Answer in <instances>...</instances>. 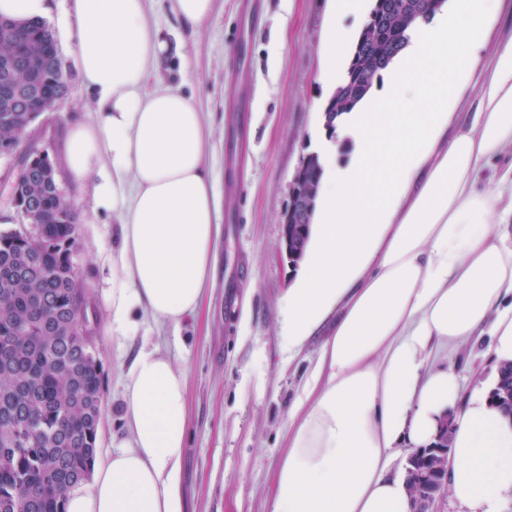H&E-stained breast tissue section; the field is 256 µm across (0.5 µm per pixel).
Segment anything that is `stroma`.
<instances>
[{
  "label": "stroma",
  "mask_w": 512,
  "mask_h": 512,
  "mask_svg": "<svg viewBox=\"0 0 512 512\" xmlns=\"http://www.w3.org/2000/svg\"><path fill=\"white\" fill-rule=\"evenodd\" d=\"M216 0L203 28L191 29L157 0L153 22L169 44L152 81L178 88L203 112L210 131L206 165L221 200L223 228L213 278L199 313L181 325L144 321L125 337L114 333L106 298L118 218L79 221L72 258L88 292L87 317L102 365L104 406L97 447L124 439V369L141 349L156 348L184 373L189 435L180 463L184 512H270L274 476L285 452L291 409L315 363L321 337L288 354L280 337L279 301L297 268L279 247L280 217L297 166L310 153H347L324 133L331 94L319 54L328 0ZM68 88L54 111L40 114L17 154L0 156V211L9 212L20 156L47 150L58 185L76 212L91 211L92 183L75 185L65 170L69 123L92 118L96 106L71 60L68 37L56 38ZM455 368L464 391L491 376L486 340L435 356Z\"/></svg>",
  "instance_id": "1"
}]
</instances>
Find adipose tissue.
Masks as SVG:
<instances>
[{
  "instance_id": "obj_1",
  "label": "adipose tissue",
  "mask_w": 512,
  "mask_h": 512,
  "mask_svg": "<svg viewBox=\"0 0 512 512\" xmlns=\"http://www.w3.org/2000/svg\"><path fill=\"white\" fill-rule=\"evenodd\" d=\"M364 0H331L321 55L334 71L341 23ZM63 30L99 105L66 129V169L98 175L94 207L117 214L107 297L113 331L139 315L180 325L215 264L210 134L194 102L149 77L168 47L149 0H67ZM499 0H460L402 50L396 70L338 119L355 153L322 165L305 265L281 301L289 352L318 331L319 357L293 406L271 512H412L402 456L451 426L448 495L466 512H512V420L490 394L463 397L438 350L492 339L512 362V40L488 64L473 47ZM480 70L475 111L451 117L459 76ZM116 451L96 455L66 512H183L187 386L169 355L141 350L124 374Z\"/></svg>"
}]
</instances>
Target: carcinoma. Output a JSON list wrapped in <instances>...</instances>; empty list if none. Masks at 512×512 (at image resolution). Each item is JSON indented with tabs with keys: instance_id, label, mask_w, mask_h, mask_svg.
<instances>
[{
	"instance_id": "carcinoma-1",
	"label": "carcinoma",
	"mask_w": 512,
	"mask_h": 512,
	"mask_svg": "<svg viewBox=\"0 0 512 512\" xmlns=\"http://www.w3.org/2000/svg\"><path fill=\"white\" fill-rule=\"evenodd\" d=\"M387 0H373L378 23L360 34L343 78L326 111L340 116L368 95L379 71L397 53L402 15L422 8L418 0H398L403 11L387 15ZM25 38V63L44 70L32 96L56 98L61 72L45 65L56 44L44 22H12ZM32 113L0 93V143L21 137ZM36 216L61 207L50 184L25 195ZM76 221L45 225L34 246L21 233H0V512H65V492L84 482L97 453L98 419L103 402L102 368L85 354L76 317L86 289L72 272L67 252Z\"/></svg>"
}]
</instances>
